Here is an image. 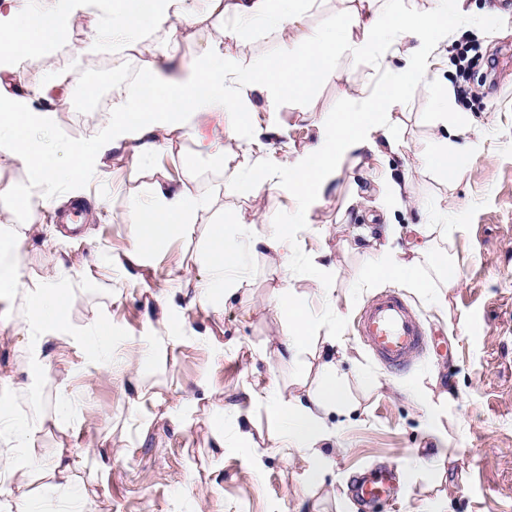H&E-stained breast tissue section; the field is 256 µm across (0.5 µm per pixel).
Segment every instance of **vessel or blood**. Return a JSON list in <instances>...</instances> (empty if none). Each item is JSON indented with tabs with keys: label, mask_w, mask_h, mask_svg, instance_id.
Masks as SVG:
<instances>
[{
	"label": "vessel or blood",
	"mask_w": 512,
	"mask_h": 512,
	"mask_svg": "<svg viewBox=\"0 0 512 512\" xmlns=\"http://www.w3.org/2000/svg\"><path fill=\"white\" fill-rule=\"evenodd\" d=\"M358 333L370 352L386 367L409 364L426 344L423 328L407 302L392 291L373 297L358 321ZM356 497L364 502L392 498L391 477L380 472L355 485Z\"/></svg>",
	"instance_id": "1"
}]
</instances>
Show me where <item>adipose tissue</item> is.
I'll use <instances>...</instances> for the list:
<instances>
[{"label":"adipose tissue","instance_id":"adipose-tissue-1","mask_svg":"<svg viewBox=\"0 0 512 512\" xmlns=\"http://www.w3.org/2000/svg\"><path fill=\"white\" fill-rule=\"evenodd\" d=\"M197 1L200 0H149L153 29L172 32L183 24L214 25L207 46L177 71L169 72L148 39V30L142 27V11L133 0H101L110 23L90 32V45L107 41L118 53L139 56L152 92L147 96L131 92L113 99L112 108L105 115L106 140L93 149L73 146L69 166L59 170L40 160L38 131L53 122L54 114L35 108L34 102L60 92L67 79L62 76L30 87L27 95L20 96L14 87L22 81L23 73L15 64L37 61L64 28L81 17L83 0H57L53 10L38 15L22 10L18 0H0V138L11 141L15 157L33 165L37 186L36 192L23 198L13 194L11 188L0 189L1 212H21L28 223H38L44 211L60 205L56 196L46 193V185L61 180L81 185L92 165L102 164L107 151L114 148L130 152L136 161L152 157L160 147V131L182 130L201 112L224 115L223 139L209 143L216 153H223L225 140L243 136L256 148L248 173L233 172V182L244 183L258 192L284 173L294 198L302 206H312L322 198L349 155L376 147L375 135L384 131L387 111L401 97L405 82L426 72L440 45L467 12L466 0H439L437 9L424 15L392 5L384 7L379 0H356L353 23L341 26L340 38L333 40L306 27L297 0H201L205 3L201 9L197 8ZM229 16L279 29L284 35L280 52L250 68H238L224 56L225 42L239 37L237 29L223 24ZM403 38L413 40L414 45L387 89L357 96L347 111L324 113L318 139L309 150L282 155L268 151L267 141L278 135V126L271 121L265 127H253L250 109L254 99L271 104L285 97L305 95L317 82L331 77L330 61L340 48L355 55L377 56L381 66H389L390 49ZM204 205V199L184 185L161 188L150 204L130 212L128 222L136 242L151 245L171 229L192 226ZM410 230V251L394 248L388 240L380 244L364 276L365 284L399 281L424 291L426 284L418 275L412 256L427 251L436 265L444 268L449 283H456L457 270L449 265L446 253L430 249L433 226L414 224ZM298 231V225L281 222L270 233L249 235L248 248L241 251L226 243L223 225H213L207 253L212 278L207 294H232V275L243 268L245 252L270 251L282 264H289L298 243ZM28 240L27 233L18 231L0 245L1 250L14 255L10 264L0 267V290L12 291L23 301L25 325L30 329L24 350L29 367L41 370L47 366L48 343L65 341L68 316L57 275L37 280L25 277L20 257ZM275 308L288 324L284 352L297 355L321 327L289 290L277 295ZM345 402L344 389L336 379V365L326 363L321 390L310 403L281 400L270 407L272 417L283 424V448L306 451L330 441L323 417L343 408ZM38 429L34 421L17 417L12 403L0 402V482L14 485L17 490L16 496L0 501V512H29L27 481L32 474L31 448Z\"/></svg>","mask_w":512,"mask_h":512}]
</instances>
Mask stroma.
Segmentation results:
<instances>
[{
    "label": "stroma",
    "mask_w": 512,
    "mask_h": 512,
    "mask_svg": "<svg viewBox=\"0 0 512 512\" xmlns=\"http://www.w3.org/2000/svg\"><path fill=\"white\" fill-rule=\"evenodd\" d=\"M468 8L428 73L390 109L397 151L353 154L310 209L296 211L283 186L258 194L229 186L225 168L247 169L252 157L238 140L225 141L220 157L203 151L197 136L224 126L221 113L203 112L189 128L160 135L153 158L135 165L127 151L115 150L92 168L82 187L79 232L63 230L62 210L32 226L25 273L38 279L61 264L63 286L73 293L71 337L48 376L28 377L22 308L11 292L0 291V375L13 381L0 386V401L29 419L54 416L62 402H72L75 413L64 430L47 426L35 434L34 453L46 464L61 452L77 462L82 512H512V0H468ZM354 9L353 0H315L305 22L329 34L352 21ZM104 22L101 12L84 15L26 69L30 86L68 78L70 103H51L56 120L41 133L46 162L67 165L72 144L90 146L107 134L102 113L84 119L71 106L89 92L76 67L126 72L136 65L110 45L87 48L90 30ZM280 43L278 30L245 23L224 52L248 68L274 56ZM412 45L397 44L387 69L377 58L337 51L332 78L318 82L308 98L283 99L272 110L254 102L260 119L275 116L283 131L274 147L304 150L317 137L322 113L347 110L357 91L382 86ZM464 51L499 58L500 65L459 96ZM443 86L452 95L441 115L434 99ZM448 124L459 130L451 178L428 162ZM174 168L207 205L190 231L139 247L128 214ZM391 180L405 184L403 202L386 193ZM257 213L272 225H299L289 269L250 253L234 293L206 296L211 225H225L229 242L242 248L238 224ZM419 223L454 226L433 247L447 252L458 280L448 284L425 255L417 272L428 293L388 283L414 309L427 338L423 352L394 371L356 334L357 318L376 293L362 277L384 227L403 247L409 225ZM310 254L331 267L335 303L307 277ZM284 288L322 325L321 335L292 358L279 354L288 325L273 308ZM336 306L346 313L339 327ZM95 320L112 327L108 374L95 369L81 338ZM334 331L336 348L325 339ZM133 348L144 358L131 370L126 356ZM328 361L336 364L349 411L327 417L332 442L284 454L269 406L308 400ZM218 428L220 449L213 438ZM384 466L395 475L392 501L362 507L352 497L355 476ZM312 468L323 470L322 482L306 479Z\"/></svg>",
    "instance_id": "stroma-1"
}]
</instances>
